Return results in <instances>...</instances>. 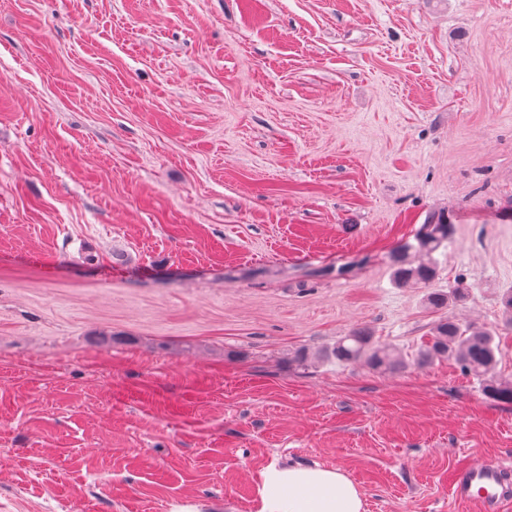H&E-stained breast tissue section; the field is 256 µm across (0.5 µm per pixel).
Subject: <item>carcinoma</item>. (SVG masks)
<instances>
[{
	"mask_svg": "<svg viewBox=\"0 0 512 512\" xmlns=\"http://www.w3.org/2000/svg\"><path fill=\"white\" fill-rule=\"evenodd\" d=\"M451 225L442 222L424 224L414 237L392 254L393 278L396 285L410 284L429 287L437 276L433 255L451 238ZM466 298V289L455 288L448 293L428 292L429 307L437 310L448 307L453 300ZM497 331L492 328L462 323L453 316H441L431 329L422 348L409 358L397 348L384 345L366 330H357L336 341L328 358L338 364L362 362L373 370L395 371L410 363L427 364L439 360L453 362L465 374L481 378L488 396L503 402H512V380L495 376L499 344Z\"/></svg>",
	"mask_w": 512,
	"mask_h": 512,
	"instance_id": "cac0c4a2",
	"label": "carcinoma"
}]
</instances>
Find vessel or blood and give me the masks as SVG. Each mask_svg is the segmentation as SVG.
<instances>
[{
    "instance_id": "vessel-or-blood-1",
    "label": "vessel or blood",
    "mask_w": 512,
    "mask_h": 512,
    "mask_svg": "<svg viewBox=\"0 0 512 512\" xmlns=\"http://www.w3.org/2000/svg\"><path fill=\"white\" fill-rule=\"evenodd\" d=\"M455 499L475 504L479 512H512V469L496 460L464 463L449 476Z\"/></svg>"
}]
</instances>
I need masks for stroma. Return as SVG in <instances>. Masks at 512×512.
<instances>
[{
  "label": "stroma",
  "instance_id": "35a3bbf8",
  "mask_svg": "<svg viewBox=\"0 0 512 512\" xmlns=\"http://www.w3.org/2000/svg\"><path fill=\"white\" fill-rule=\"evenodd\" d=\"M512 378V0H0V512H253L272 463L365 512H477L512 403L450 362L302 368L438 314ZM431 217L430 224H422L414 237L415 243L405 242L392 254L393 278L397 286L410 284L430 287L437 276V265L433 255L448 243L452 235L451 224ZM510 467L496 460L466 462L449 476L455 499L475 504L480 512H506L512 504Z\"/></svg>",
  "mask_w": 512,
  "mask_h": 512
}]
</instances>
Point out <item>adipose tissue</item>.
Instances as JSON below:
<instances>
[{"instance_id":"obj_1","label":"adipose tissue","mask_w":512,"mask_h":512,"mask_svg":"<svg viewBox=\"0 0 512 512\" xmlns=\"http://www.w3.org/2000/svg\"><path fill=\"white\" fill-rule=\"evenodd\" d=\"M255 482V512H364L361 490L338 468L271 464Z\"/></svg>"}]
</instances>
